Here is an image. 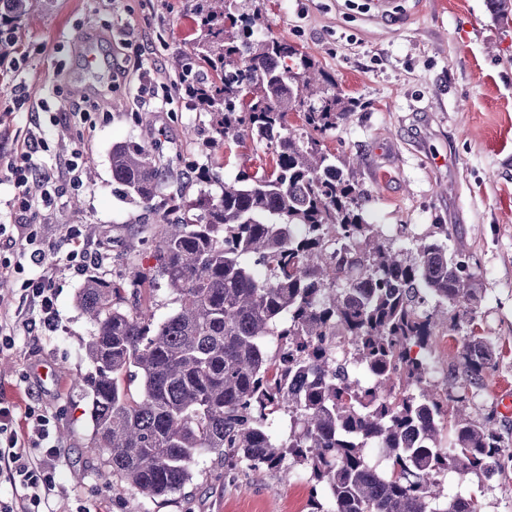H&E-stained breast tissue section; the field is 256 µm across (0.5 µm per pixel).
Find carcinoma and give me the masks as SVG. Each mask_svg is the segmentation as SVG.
Returning a JSON list of instances; mask_svg holds the SVG:
<instances>
[{
    "mask_svg": "<svg viewBox=\"0 0 512 512\" xmlns=\"http://www.w3.org/2000/svg\"><path fill=\"white\" fill-rule=\"evenodd\" d=\"M487 2L512 23V0ZM33 3L0 0V51L19 40L14 23ZM195 10L209 97L198 101L184 70V98L211 115L209 151L250 147L262 165L233 178L200 165L205 187L190 206L176 192L189 172L160 146L112 148V181L156 216V265L94 273L81 289L93 327L90 450L150 500L180 492L206 450L228 473L277 472L292 459L311 484L309 512H477L443 478L502 475L512 452L494 418L464 413L500 359L478 329L467 261L440 239L403 231L399 245L368 221V192L323 144L357 106L333 76L258 13L237 14L236 0ZM161 280L178 307L158 322L141 288ZM442 322L467 329L462 376L445 388L425 356ZM367 448L382 449L379 462Z\"/></svg>",
    "mask_w": 512,
    "mask_h": 512,
    "instance_id": "carcinoma-1",
    "label": "carcinoma"
}]
</instances>
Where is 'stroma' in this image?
<instances>
[{
  "label": "stroma",
  "mask_w": 512,
  "mask_h": 512,
  "mask_svg": "<svg viewBox=\"0 0 512 512\" xmlns=\"http://www.w3.org/2000/svg\"><path fill=\"white\" fill-rule=\"evenodd\" d=\"M262 10L275 36L330 71L358 107L326 139L358 158L370 194L371 222L423 236L448 225L449 251L469 260L480 288L481 334L502 349L470 403L496 413L512 444V416L499 414L498 391H512V31L493 21L486 0H394L378 17L376 0H240ZM196 0H52L34 5L19 43L0 54V225H26L37 238L63 242L74 230L100 270L122 277L155 265L154 217L112 181L115 144H161L171 167L203 161L208 113L191 108L171 59L191 55L201 31ZM92 31L103 65L86 69L70 44ZM35 162L53 166L72 150L86 158L74 176L50 186L38 217L22 212L9 179L12 148L33 126ZM96 234H89V225ZM36 274L18 267L0 294V318L14 343L0 350V400L25 431L43 415L58 440L55 486L39 512H307L310 485L283 472L224 475L216 454L192 464L180 493L148 501L121 491L103 457L88 453L90 397L81 383L92 332L78 297L85 278L64 255L46 269L57 295L60 329L51 336L15 317L18 288ZM448 494L477 500L479 512H512V472L488 482L449 474Z\"/></svg>",
  "instance_id": "35a3bbf8"
}]
</instances>
